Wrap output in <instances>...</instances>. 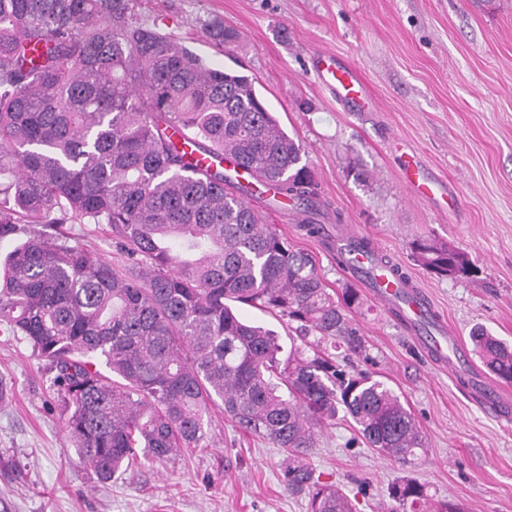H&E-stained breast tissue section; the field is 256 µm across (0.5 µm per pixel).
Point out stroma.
I'll use <instances>...</instances> for the list:
<instances>
[{"mask_svg": "<svg viewBox=\"0 0 512 512\" xmlns=\"http://www.w3.org/2000/svg\"><path fill=\"white\" fill-rule=\"evenodd\" d=\"M138 18L182 40L218 68L255 80L282 128L304 149L323 206V236L291 213L268 221L309 253L330 291L353 282L336 263L337 224L376 239L428 296L435 317L462 344L481 327L512 345V0H133ZM221 22L237 41L225 53L203 26ZM324 50L361 72L376 107L353 111L319 81ZM453 189L447 212L409 197L402 156ZM69 243L122 263L107 225L64 224ZM427 238L463 251L470 275L436 276L414 258ZM367 346L348 368L387 380L421 427L426 451L404 467L358 439L340 416L317 432L310 463L360 512H382L390 486L422 483L432 502L461 512H512V421L484 407L457 375L435 366L401 321L372 299L348 314ZM0 377L13 388L0 406V512H307L288 492L280 449L239 432L219 408L209 445L146 462L102 482L78 462L60 418L51 375L17 337L0 331Z\"/></svg>", "mask_w": 512, "mask_h": 512, "instance_id": "1", "label": "stroma"}]
</instances>
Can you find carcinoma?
<instances>
[{
	"mask_svg": "<svg viewBox=\"0 0 512 512\" xmlns=\"http://www.w3.org/2000/svg\"><path fill=\"white\" fill-rule=\"evenodd\" d=\"M130 2L0 0V242L39 226L0 260V329L54 372L64 427L99 479L208 447L218 406L283 450V482L307 493L309 512H357L309 463L316 429L342 411L407 466L425 450L411 412L374 375L286 352L235 310L362 352L347 322L360 293L331 294L313 258L243 198L313 208L302 146L253 79L212 66ZM204 30L218 47L235 41L222 25ZM177 135L211 163L186 164ZM69 221L107 225L126 265L69 244L58 232ZM412 250L426 270L455 272L458 249L418 239ZM470 341L487 374L512 382V346L481 328ZM390 496L402 512H457L414 479Z\"/></svg>",
	"mask_w": 512,
	"mask_h": 512,
	"instance_id": "carcinoma-1",
	"label": "carcinoma"
}]
</instances>
